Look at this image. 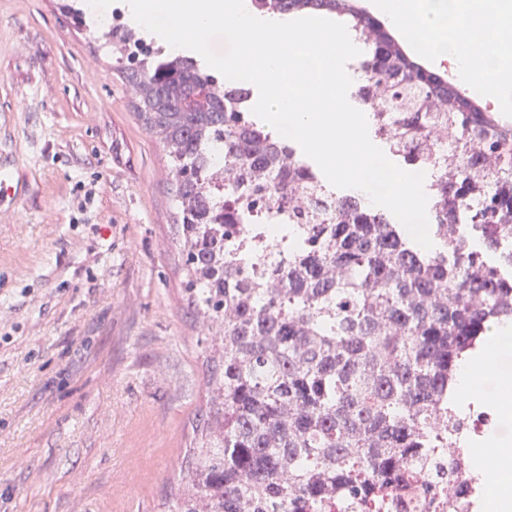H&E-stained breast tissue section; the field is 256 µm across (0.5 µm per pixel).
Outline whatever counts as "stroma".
I'll use <instances>...</instances> for the list:
<instances>
[{
  "mask_svg": "<svg viewBox=\"0 0 512 512\" xmlns=\"http://www.w3.org/2000/svg\"><path fill=\"white\" fill-rule=\"evenodd\" d=\"M62 0H0V512H162L209 365L163 145Z\"/></svg>",
  "mask_w": 512,
  "mask_h": 512,
  "instance_id": "1",
  "label": "stroma"
}]
</instances>
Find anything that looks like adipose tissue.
Here are the masks:
<instances>
[{"label":"adipose tissue","mask_w":512,"mask_h":512,"mask_svg":"<svg viewBox=\"0 0 512 512\" xmlns=\"http://www.w3.org/2000/svg\"><path fill=\"white\" fill-rule=\"evenodd\" d=\"M377 8L408 36H424L429 53L473 80L479 93L503 101L512 95V0H496L461 32L460 0H428L423 8L417 0H378Z\"/></svg>","instance_id":"ef3b65f1"}]
</instances>
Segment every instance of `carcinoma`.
<instances>
[{"instance_id":"carcinoma-1","label":"carcinoma","mask_w":512,"mask_h":512,"mask_svg":"<svg viewBox=\"0 0 512 512\" xmlns=\"http://www.w3.org/2000/svg\"><path fill=\"white\" fill-rule=\"evenodd\" d=\"M362 42L352 98L387 153L431 173L426 251L339 195L257 122L251 86L112 38V68L168 156L184 287L211 333L209 419L168 512H380L446 496L462 365L512 322V122L435 70L357 0H252ZM287 233L258 241L251 213ZM497 258L491 265L484 255Z\"/></svg>"}]
</instances>
